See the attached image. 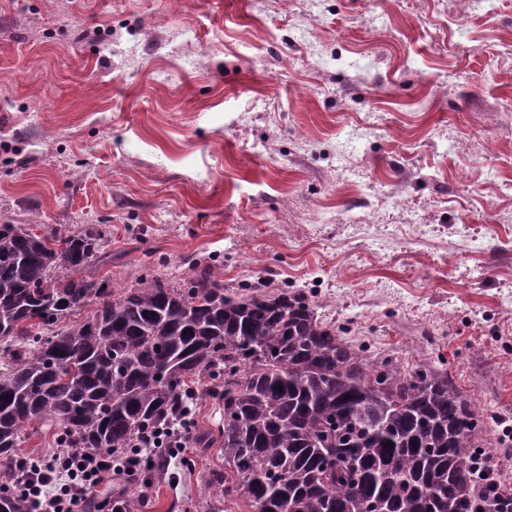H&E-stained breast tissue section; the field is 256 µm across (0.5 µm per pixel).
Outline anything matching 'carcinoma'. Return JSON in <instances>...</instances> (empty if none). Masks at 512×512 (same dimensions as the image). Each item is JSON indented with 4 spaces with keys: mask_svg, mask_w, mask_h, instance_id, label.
I'll return each mask as SVG.
<instances>
[{
    "mask_svg": "<svg viewBox=\"0 0 512 512\" xmlns=\"http://www.w3.org/2000/svg\"><path fill=\"white\" fill-rule=\"evenodd\" d=\"M104 233L0 224V512H29L14 466L23 429L59 446L131 450L166 425L188 383L221 388L227 503L255 512H512L476 473L484 413L447 362L405 367L323 320L305 295L150 273L114 295L87 276ZM87 312L83 319L74 316ZM283 386L278 391L276 386ZM392 446H387V443Z\"/></svg>",
    "mask_w": 512,
    "mask_h": 512,
    "instance_id": "cac0c4a2",
    "label": "carcinoma"
}]
</instances>
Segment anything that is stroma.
I'll use <instances>...</instances> for the list:
<instances>
[{"label": "stroma", "instance_id": "obj_1", "mask_svg": "<svg viewBox=\"0 0 512 512\" xmlns=\"http://www.w3.org/2000/svg\"><path fill=\"white\" fill-rule=\"evenodd\" d=\"M101 225L90 275L222 270L448 362L512 475V0H0V224ZM220 442L135 512H252Z\"/></svg>", "mask_w": 512, "mask_h": 512}]
</instances>
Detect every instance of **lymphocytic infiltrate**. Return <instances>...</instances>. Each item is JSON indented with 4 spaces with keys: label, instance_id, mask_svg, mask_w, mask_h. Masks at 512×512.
I'll list each match as a JSON object with an SVG mask.
<instances>
[{
    "label": "lymphocytic infiltrate",
    "instance_id": "obj_1",
    "mask_svg": "<svg viewBox=\"0 0 512 512\" xmlns=\"http://www.w3.org/2000/svg\"><path fill=\"white\" fill-rule=\"evenodd\" d=\"M189 407L178 408L164 430H143L137 441L138 455L112 451L58 448L47 456L38 472L20 471L28 490L30 512H129L126 483L135 480L142 461L153 469L166 467L172 452H189L194 444L184 424Z\"/></svg>",
    "mask_w": 512,
    "mask_h": 512
}]
</instances>
